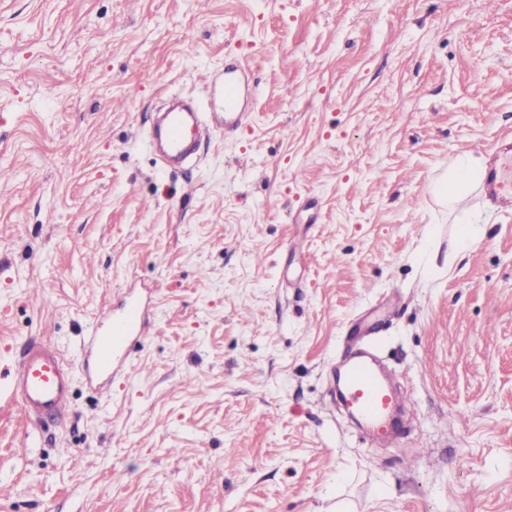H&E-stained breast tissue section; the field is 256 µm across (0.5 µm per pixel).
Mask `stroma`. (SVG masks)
Returning <instances> with one entry per match:
<instances>
[{
  "mask_svg": "<svg viewBox=\"0 0 512 512\" xmlns=\"http://www.w3.org/2000/svg\"><path fill=\"white\" fill-rule=\"evenodd\" d=\"M228 68L252 124L162 169ZM509 138L512 0H0V386L47 333L74 368L59 422L0 406V512H512V215L435 192ZM131 290L138 366L89 386ZM363 342L390 448L331 402Z\"/></svg>",
  "mask_w": 512,
  "mask_h": 512,
  "instance_id": "35a3bbf8",
  "label": "stroma"
}]
</instances>
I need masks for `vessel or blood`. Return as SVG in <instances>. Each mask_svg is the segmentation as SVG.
Wrapping results in <instances>:
<instances>
[{"instance_id":"1","label":"vessel or blood","mask_w":512,"mask_h":512,"mask_svg":"<svg viewBox=\"0 0 512 512\" xmlns=\"http://www.w3.org/2000/svg\"><path fill=\"white\" fill-rule=\"evenodd\" d=\"M247 92L240 76L229 71L220 87V111L167 113L164 128L152 135L163 164L182 158L189 143L210 129L221 128L229 133L245 125L250 118L242 110ZM482 189L502 209L512 208L511 143H501L493 150ZM148 322L146 304L140 295L132 293L120 313L92 327L85 361L90 383L99 385L114 375L128 372V356L145 335ZM341 375L342 398L353 415L371 434L391 439L393 414L401 399L379 375L374 353L353 354L344 362ZM8 388L33 424L61 415L67 410L70 398V370L64 355L47 341L26 350L13 368Z\"/></svg>"}]
</instances>
